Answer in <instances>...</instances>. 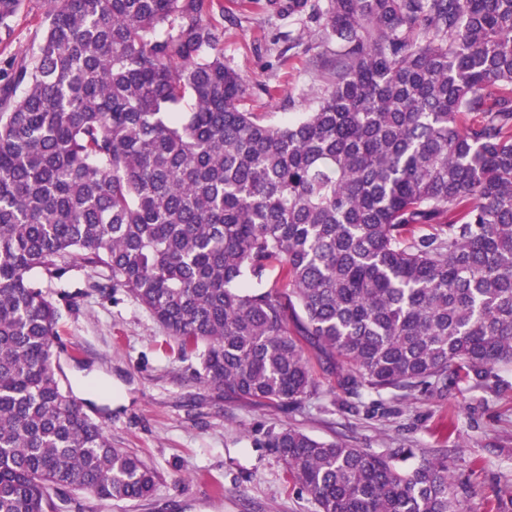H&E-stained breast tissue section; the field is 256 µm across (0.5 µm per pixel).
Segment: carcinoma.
<instances>
[{
  "instance_id": "cac0c4a2",
  "label": "carcinoma",
  "mask_w": 512,
  "mask_h": 512,
  "mask_svg": "<svg viewBox=\"0 0 512 512\" xmlns=\"http://www.w3.org/2000/svg\"><path fill=\"white\" fill-rule=\"evenodd\" d=\"M44 4L0 61V512L156 488L56 376L43 282L76 262L230 398L300 405L308 352L355 397L512 365V0H265L339 45L281 126L241 107L212 0ZM260 445L318 512H462L446 449L408 469L413 448L291 426Z\"/></svg>"
}]
</instances>
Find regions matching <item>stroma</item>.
<instances>
[{
	"label": "stroma",
	"mask_w": 512,
	"mask_h": 512,
	"mask_svg": "<svg viewBox=\"0 0 512 512\" xmlns=\"http://www.w3.org/2000/svg\"><path fill=\"white\" fill-rule=\"evenodd\" d=\"M211 22L223 31L224 62L246 83L243 106L282 125L313 108L320 83L311 59L332 54L335 38L318 29L302 37L297 21L266 13L260 0H222ZM42 33L39 0H26L0 40V60L32 52ZM274 87L275 97L263 93ZM98 273H69L60 299L61 379L89 400L118 448L137 454L157 475L141 501L66 494L63 512H316L307 493L289 482L283 462L257 447L263 432L292 426L319 440L345 436L380 452L404 444L419 454L448 451L465 512H512V367L481 382L449 378L441 393L417 391L353 398L325 373L318 394L301 407H269L228 398L200 382L198 355L177 341L124 290L100 291ZM454 422V431L442 430Z\"/></svg>",
	"instance_id": "obj_1"
}]
</instances>
